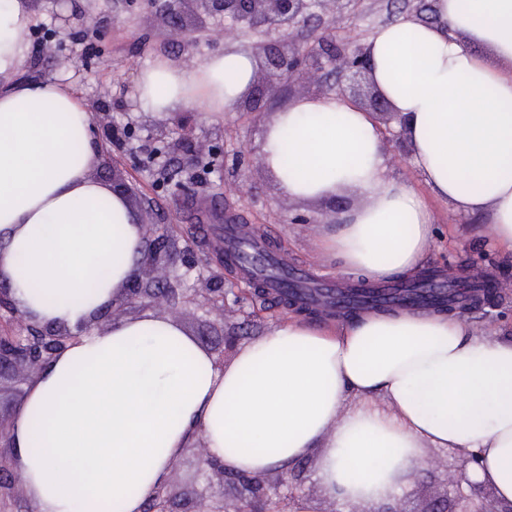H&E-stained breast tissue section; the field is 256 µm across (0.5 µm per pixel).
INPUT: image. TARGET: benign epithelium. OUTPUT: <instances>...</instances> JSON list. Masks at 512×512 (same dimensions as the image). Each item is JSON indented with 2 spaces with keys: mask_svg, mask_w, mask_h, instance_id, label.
<instances>
[{
  "mask_svg": "<svg viewBox=\"0 0 512 512\" xmlns=\"http://www.w3.org/2000/svg\"><path fill=\"white\" fill-rule=\"evenodd\" d=\"M151 8L161 15L173 19L184 13V5L195 3L205 15L220 16L230 22L231 28L257 32L267 40L259 42L265 58V73L257 78L252 87L251 109L261 108V103L276 98L285 81L295 75H302L307 82L318 87L326 69L325 61L334 63V70L346 76L347 86H339V94H350L361 99L358 79L368 73L367 52L363 48L348 45L327 53L328 43L332 42L327 31L316 36L310 43H298L293 39L283 40L280 34L291 31L306 21L314 0H147ZM366 106L374 112L378 122L384 127V141H389L393 133L390 123L395 119L390 105L380 94L367 100ZM163 236L159 235L144 244L143 257L134 279L126 289L125 300L120 306L140 302L154 307L168 300V296L152 288L160 279L168 278L170 265L161 260ZM223 275L212 274L206 285L197 290L191 301L205 307L225 311V293L215 284L222 283ZM19 322L26 335L13 333V322ZM75 335L60 328L40 327L20 313L11 303L7 287L0 283V378L14 370L42 368L67 348ZM199 463L216 477L219 483L235 485L238 497L230 512H267L266 504L271 501L270 484L262 476L240 477L224 471L223 465L209 457L204 446L198 447ZM9 471L6 457L0 454V506H6V499L12 496L16 482L6 478ZM467 483L470 493L461 494L474 509L471 512H512V505L495 509L484 496V486L466 481L464 470L451 478V483L462 487ZM184 499L170 485H165L154 499L156 512H185Z\"/></svg>",
  "mask_w": 512,
  "mask_h": 512,
  "instance_id": "benign-epithelium-1",
  "label": "benign epithelium"
}]
</instances>
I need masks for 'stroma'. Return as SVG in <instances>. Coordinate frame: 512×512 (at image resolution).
I'll use <instances>...</instances> for the list:
<instances>
[{
  "mask_svg": "<svg viewBox=\"0 0 512 512\" xmlns=\"http://www.w3.org/2000/svg\"><path fill=\"white\" fill-rule=\"evenodd\" d=\"M35 25L31 55L24 77L58 76L69 84L93 114H106L107 125H95L92 146L97 154L94 176L111 182L113 172L134 192L151 198L152 212L144 222L155 232L168 233L174 247L173 266L180 279L177 294L187 297L213 271H222L224 289L237 295L226 314L207 307L182 306L171 315L214 358L227 360L234 353L229 338L244 342L262 335L270 324L289 315L319 321L318 312L299 306L277 307L263 300L257 288L247 286L238 268L223 265L222 252L207 235L212 224H242L260 233L289 265L311 270L318 278L362 284L361 276L342 272L335 264L316 258V224L339 223L342 213L355 205L347 193L334 199L304 203L285 199L265 170L261 140L267 115L287 107L294 99L314 95L300 79L291 80L274 100L264 102L263 115L251 114L246 103L225 111L222 120L210 117L205 106L189 111L184 130L158 137L159 120L136 111L134 82L138 72L164 56L190 62L222 50L229 25L207 19L195 42L176 35L164 17L145 0H32ZM434 0H345L342 12L314 7L310 28L329 27L336 43L365 44L383 25L402 16L431 20ZM74 66L60 71L62 57ZM391 174L416 190L427 202L435 222V244L426 272L447 267L462 276L476 272L493 278L495 287L466 316L477 327L512 336V255L494 249L481 218L462 216L437 198L413 165L405 145L390 143ZM427 464L417 467L392 501L397 512H428L433 503L447 500L450 512H467L469 504L448 491L447 479L461 461L453 450L431 448ZM316 457H309L283 473L272 500L286 512L297 495L318 501L321 512L333 503L315 478ZM169 481L186 503L203 498L234 503L232 485L218 486L201 471L196 449H186Z\"/></svg>",
  "mask_w": 512,
  "mask_h": 512,
  "instance_id": "1",
  "label": "stroma"
}]
</instances>
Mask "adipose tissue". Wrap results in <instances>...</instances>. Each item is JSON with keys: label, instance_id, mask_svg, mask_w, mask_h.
Listing matches in <instances>:
<instances>
[{"label": "adipose tissue", "instance_id": "ef3b65f1", "mask_svg": "<svg viewBox=\"0 0 512 512\" xmlns=\"http://www.w3.org/2000/svg\"><path fill=\"white\" fill-rule=\"evenodd\" d=\"M367 44L369 77L401 119L431 192L486 223L512 252V0H435ZM30 0H0V280L18 310L76 341L29 384L9 431L32 512H144L185 448L226 472L286 469L319 453L338 512L397 495L429 448L466 459L469 481L512 504V336L476 332L434 307L364 312L336 328L292 316L216 367L174 318L147 310L95 325L124 297L143 230L95 178L93 114L70 86L31 80ZM257 62L227 42L140 71L138 111L205 104L222 114ZM262 164L288 200L359 203L322 225L320 258L372 282L423 268L434 232L424 199L389 174L374 113L304 97L266 123Z\"/></svg>", "mask_w": 512, "mask_h": 512}]
</instances>
